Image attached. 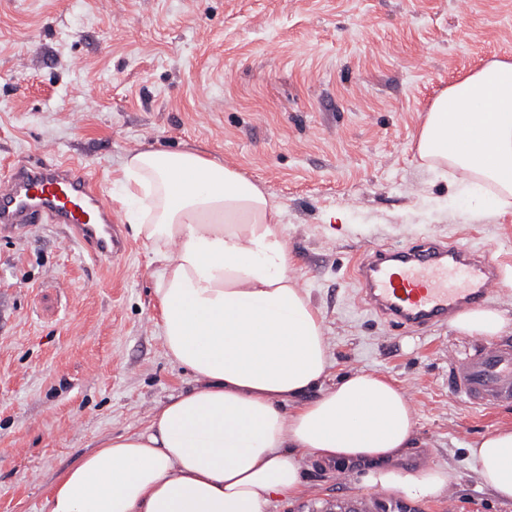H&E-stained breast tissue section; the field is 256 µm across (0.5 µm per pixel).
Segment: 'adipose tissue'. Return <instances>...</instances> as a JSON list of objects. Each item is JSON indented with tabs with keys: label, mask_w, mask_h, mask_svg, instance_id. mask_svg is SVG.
Masks as SVG:
<instances>
[{
	"label": "adipose tissue",
	"mask_w": 512,
	"mask_h": 512,
	"mask_svg": "<svg viewBox=\"0 0 512 512\" xmlns=\"http://www.w3.org/2000/svg\"><path fill=\"white\" fill-rule=\"evenodd\" d=\"M418 153L459 171L512 207V62L494 60L442 91L420 127ZM116 197L149 247L159 328L170 360L197 386L148 426L101 441L47 489L49 512H268L306 490V460L363 465L368 486L436 498L448 469L396 467L416 441L406 393L358 370L325 387L323 320L298 288L283 206L220 159L188 148L131 153ZM500 310H466L460 336L501 335ZM314 399L305 394L312 388ZM479 481L512 500V427L466 446Z\"/></svg>",
	"instance_id": "1"
}]
</instances>
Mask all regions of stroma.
<instances>
[{
	"label": "stroma",
	"instance_id": "35a3bbf8",
	"mask_svg": "<svg viewBox=\"0 0 512 512\" xmlns=\"http://www.w3.org/2000/svg\"><path fill=\"white\" fill-rule=\"evenodd\" d=\"M494 59L512 61V0H0V166L78 159L119 218L113 180L137 150L198 148L264 184L331 379L374 370L402 386L418 445L401 467L455 475L412 499L314 462L305 495L269 512H512L466 453L512 426V407L448 389L479 339L393 326L352 279L367 247L433 237L492 253L506 284L486 304L512 318V209L466 204L461 174L416 148L437 95ZM121 235L124 254L99 262L65 224L0 231V512H47L79 456L195 385L166 355L149 250L130 224Z\"/></svg>",
	"mask_w": 512,
	"mask_h": 512
}]
</instances>
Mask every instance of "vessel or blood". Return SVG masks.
I'll use <instances>...</instances> for the list:
<instances>
[{
    "mask_svg": "<svg viewBox=\"0 0 512 512\" xmlns=\"http://www.w3.org/2000/svg\"><path fill=\"white\" fill-rule=\"evenodd\" d=\"M44 222L71 225L94 260H112L123 250L119 227L78 160L36 156L0 174V224ZM355 277L368 310L412 332L480 305L501 285L488 252L434 239L368 250ZM448 386L477 408L512 406V343L491 338L471 357L453 362Z\"/></svg>",
    "mask_w": 512,
    "mask_h": 512,
    "instance_id": "b4317fda",
    "label": "vessel or blood"
}]
</instances>
